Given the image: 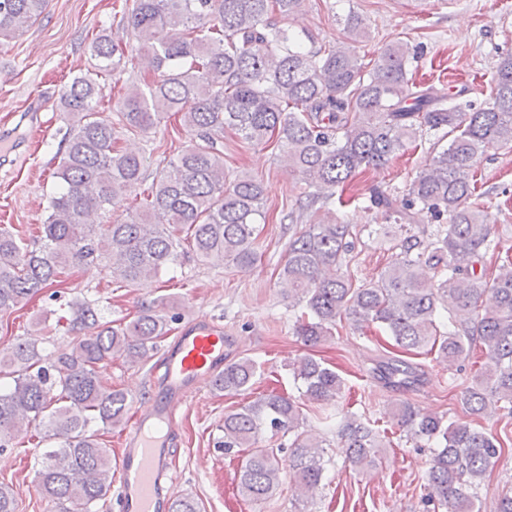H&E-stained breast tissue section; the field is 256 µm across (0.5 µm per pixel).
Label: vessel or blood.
<instances>
[{
    "instance_id": "obj_1",
    "label": "vessel or blood",
    "mask_w": 512,
    "mask_h": 512,
    "mask_svg": "<svg viewBox=\"0 0 512 512\" xmlns=\"http://www.w3.org/2000/svg\"><path fill=\"white\" fill-rule=\"evenodd\" d=\"M223 363V322L189 316L164 350L162 382L151 412L136 415L124 432L117 464L121 512H169L163 481L173 456L172 411L187 404L201 380L215 375Z\"/></svg>"
}]
</instances>
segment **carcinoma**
Wrapping results in <instances>:
<instances>
[{
	"instance_id": "1",
	"label": "carcinoma",
	"mask_w": 512,
	"mask_h": 512,
	"mask_svg": "<svg viewBox=\"0 0 512 512\" xmlns=\"http://www.w3.org/2000/svg\"><path fill=\"white\" fill-rule=\"evenodd\" d=\"M301 0H124L125 33L135 54L112 34L92 44L94 72L76 76L60 93L67 125L58 153L59 190L33 244L0 228V313L24 304L74 267L104 263L112 280L133 285L157 277L187 253L203 264L251 268L261 260L256 226L265 220L264 190L246 172H224V133L271 145L278 159L308 188L300 208L310 223L288 240L280 282L298 308L295 333L314 348L347 323L356 331L378 325L390 351L375 359L386 385L420 380L406 354L430 352L448 367L479 349L485 358L460 391L470 422L421 415L410 405L395 411L406 436L432 448L428 502L443 512H482L480 489L502 456L504 442L476 424L512 417V257L490 272L486 255L500 240L490 202L476 193L473 165L491 149L512 144V56L497 64L489 98L477 105L421 86L411 77L417 54L406 43L385 45L372 65L349 47H308L290 32L288 18ZM46 0H0V41L13 39L44 12ZM344 29L366 38L363 18L350 12ZM149 69L119 85L135 56ZM120 86L115 102L122 129L149 134L167 114L180 117L194 140L157 173L140 209L117 223L92 224L144 182L146 159L119 146V130L99 117V79ZM426 134L435 136L429 163L407 192L373 189L364 209H383L394 223L428 219L427 240L393 241L391 259L369 281L356 284L344 270L359 231L335 209L336 189L357 173L389 165ZM447 145H442V142ZM68 348L45 363L38 340L26 338L0 354V450L35 430L55 448L46 452L39 487L72 512H97L112 487V449L93 421L108 429L125 418L129 403L106 388L95 367L121 357L148 358L178 316L160 300L129 321H106L85 301L70 303ZM257 364L240 358L215 374V390L240 395ZM300 394L325 403L340 397L344 378L311 353L294 368ZM300 403L271 393L224 415L230 453L244 449L239 493L269 498L288 470L297 495L321 485L324 449L302 430ZM290 435L288 467L282 447L263 438ZM338 447L351 464L368 468L382 441L378 421L346 414L336 421Z\"/></svg>"
}]
</instances>
